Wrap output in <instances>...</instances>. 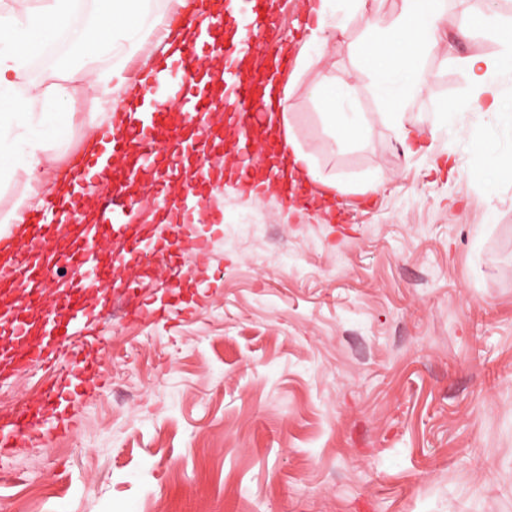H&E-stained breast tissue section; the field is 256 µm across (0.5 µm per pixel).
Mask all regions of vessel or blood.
Listing matches in <instances>:
<instances>
[{
  "mask_svg": "<svg viewBox=\"0 0 512 512\" xmlns=\"http://www.w3.org/2000/svg\"><path fill=\"white\" fill-rule=\"evenodd\" d=\"M216 3L214 20L205 32L192 34L178 56H166L151 72L136 71V79L144 81L152 96L150 112L122 113L115 130L99 127L95 133L98 148L81 155L82 174L76 184L63 193L44 194L42 205L0 240V299L9 300L5 315L0 316L9 327L0 335V376L45 363L62 344L63 330L74 321L101 323L103 306L89 298L91 289L109 277L97 262L99 251H109L113 265H122L132 256L148 270L159 257L176 273L190 256L196 262V273H204L211 241L192 235L190 228L204 216L210 224L221 225L224 212L218 206L203 211V204L228 182L245 195L258 191L255 161L231 167L212 163L207 145L184 136L186 129L211 124L212 100L195 71L222 40L225 19L235 22L238 36L224 49V66L217 79L232 101V119L242 142H251L262 116L273 112L277 92L270 89L268 75L238 70L237 57L262 47L276 56L279 73L289 69L287 53L273 39L281 20L265 0ZM165 140L192 151L196 176L182 187L187 201L183 207L168 204L170 190L165 178H158L151 190L153 218L144 224L137 221L136 202L125 190L132 170H113L110 160L133 153L141 165L159 167L160 144ZM60 265L70 269V282L48 286L47 272ZM69 364L80 370L82 383L95 390L105 387L99 353L72 352ZM66 389L65 383H57L24 416L0 421V456L68 430L70 420L61 405Z\"/></svg>",
  "mask_w": 512,
  "mask_h": 512,
  "instance_id": "b4317fda",
  "label": "vessel or blood"
}]
</instances>
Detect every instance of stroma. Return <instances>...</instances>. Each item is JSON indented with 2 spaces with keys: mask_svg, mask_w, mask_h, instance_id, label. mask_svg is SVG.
Here are the masks:
<instances>
[{
  "mask_svg": "<svg viewBox=\"0 0 512 512\" xmlns=\"http://www.w3.org/2000/svg\"><path fill=\"white\" fill-rule=\"evenodd\" d=\"M292 69L288 119L320 179L342 181L337 217L289 212L227 186L210 270L183 296L169 276L138 295L170 319L91 327L106 388L70 394L71 426L0 460V512H512V175L477 173L493 115L440 113L470 93L461 65L500 43L465 31L487 0H447L433 79L413 101L428 134L406 155L358 70L367 0L308 61L301 0H274ZM65 40L29 76L69 88L63 139L42 183L0 180V214L41 195L91 141L102 104ZM345 86L367 122L334 146L312 88ZM449 154L448 165L432 157ZM71 370L59 362L0 381V404Z\"/></svg>",
  "mask_w": 512,
  "mask_h": 512,
  "instance_id": "obj_1",
  "label": "stroma"
}]
</instances>
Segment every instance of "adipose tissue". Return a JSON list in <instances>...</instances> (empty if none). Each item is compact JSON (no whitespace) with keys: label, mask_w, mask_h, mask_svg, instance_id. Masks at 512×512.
I'll return each mask as SVG.
<instances>
[{"label":"adipose tissue","mask_w":512,"mask_h":512,"mask_svg":"<svg viewBox=\"0 0 512 512\" xmlns=\"http://www.w3.org/2000/svg\"><path fill=\"white\" fill-rule=\"evenodd\" d=\"M397 17L371 16L367 22L360 69L371 78L380 99V115L392 121L402 140H419L424 129L407 116L410 105L429 78L421 64L424 54L437 45V23L446 0H402ZM150 0H43L33 10L17 11L0 5V171L23 169L30 181L41 182L45 151L59 138L67 117L69 92L56 84L33 83L20 88L31 60L69 36L67 22L81 15L80 43L92 51L122 53V60L106 71L92 70L91 86L101 98L119 103L142 95L139 83L125 74V57L134 55L148 38H155L162 53L179 54L187 36L186 22L163 23L161 30L149 25ZM497 57L473 56L465 61L472 94L442 103L448 114L495 113L501 132L490 138L476 160L478 166L512 172V114L500 111L499 84L512 72V35L502 40ZM312 93L325 110L336 143L357 138L365 117L347 101V92L330 80ZM281 148L276 166L290 170L292 178L316 179L312 156L295 137L288 120L278 130Z\"/></svg>","instance_id":"ef3b65f1"}]
</instances>
